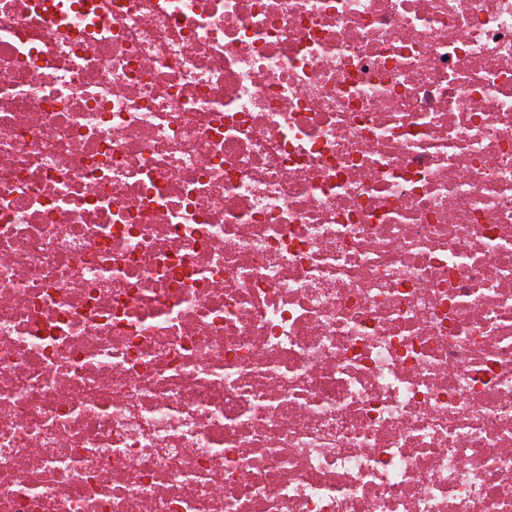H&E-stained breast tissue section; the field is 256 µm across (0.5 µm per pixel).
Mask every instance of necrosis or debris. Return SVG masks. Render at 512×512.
<instances>
[{
    "label": "necrosis or debris",
    "mask_w": 512,
    "mask_h": 512,
    "mask_svg": "<svg viewBox=\"0 0 512 512\" xmlns=\"http://www.w3.org/2000/svg\"><path fill=\"white\" fill-rule=\"evenodd\" d=\"M0 512H512V0H0Z\"/></svg>",
    "instance_id": "4bbe7bcc"
}]
</instances>
